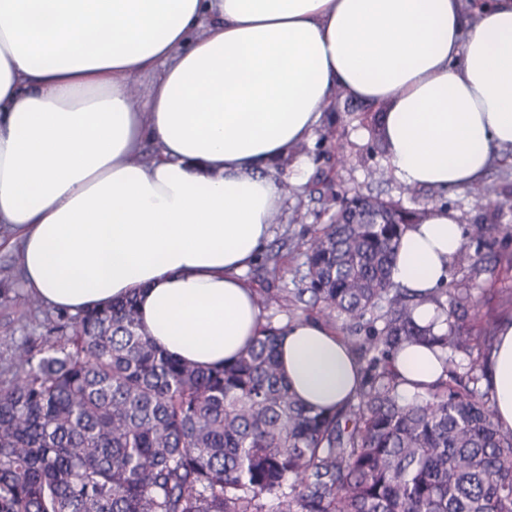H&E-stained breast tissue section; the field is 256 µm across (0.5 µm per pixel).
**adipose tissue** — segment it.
Segmentation results:
<instances>
[{"instance_id": "adipose-tissue-1", "label": "adipose tissue", "mask_w": 512, "mask_h": 512, "mask_svg": "<svg viewBox=\"0 0 512 512\" xmlns=\"http://www.w3.org/2000/svg\"><path fill=\"white\" fill-rule=\"evenodd\" d=\"M462 13L463 0H0V225L25 290L73 315L136 295L166 352L233 360L265 322L246 272L284 203L275 166L334 91L387 105L404 185H474L512 151V0L467 30ZM463 243L454 214L430 208L393 281L438 288ZM280 361L315 407L358 392L359 364L321 321L288 324ZM487 365L495 423L512 431V321ZM394 368L408 395L443 374L423 344Z\"/></svg>"}]
</instances>
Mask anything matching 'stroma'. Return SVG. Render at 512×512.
<instances>
[{
    "label": "stroma",
    "instance_id": "stroma-1",
    "mask_svg": "<svg viewBox=\"0 0 512 512\" xmlns=\"http://www.w3.org/2000/svg\"><path fill=\"white\" fill-rule=\"evenodd\" d=\"M386 110L383 104L368 105L333 93L315 138L278 166L288 187L269 243L281 253L280 267L272 273L258 261L247 276L256 291L271 288L283 295L282 306L266 309L263 315L273 324H285L304 314L295 292L307 272L306 249L346 198L361 193L419 212L445 207L461 224L468 250L491 256L490 262L472 268L451 267L447 282L451 289H470L478 301L476 313L466 322V349L458 360L463 367L484 370L489 329L512 318V155L503 157L484 180L493 190L490 206L477 204L468 187L440 191L404 186L393 175L386 150L378 142ZM478 225L484 227L485 235L476 240L471 232ZM59 316V311L26 292L13 234L0 232V377L14 360L15 346L28 340L40 342Z\"/></svg>",
    "mask_w": 512,
    "mask_h": 512
}]
</instances>
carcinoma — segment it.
I'll return each instance as SVG.
<instances>
[{
  "label": "carcinoma",
  "mask_w": 512,
  "mask_h": 512,
  "mask_svg": "<svg viewBox=\"0 0 512 512\" xmlns=\"http://www.w3.org/2000/svg\"><path fill=\"white\" fill-rule=\"evenodd\" d=\"M420 219L357 196L309 244L304 306L353 327L387 302L373 335L344 337L371 369L333 411L290 390L271 322L212 368L162 350L134 296L17 347L0 382V512H267L269 499L275 512H512V432L476 378L449 381L470 290L394 289L401 237ZM425 303L446 333L417 323ZM421 341L440 349L445 377L405 398L390 359Z\"/></svg>",
  "instance_id": "carcinoma-1"
}]
</instances>
